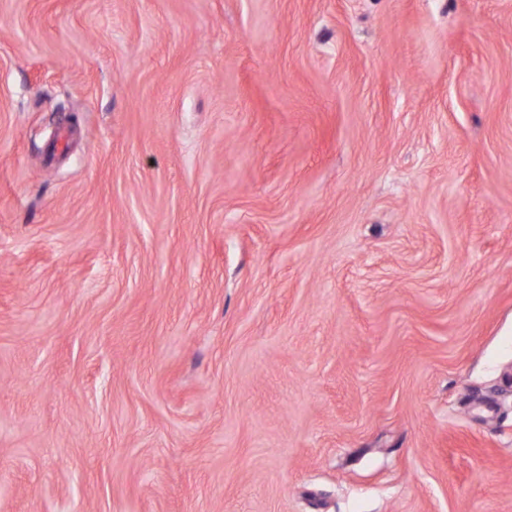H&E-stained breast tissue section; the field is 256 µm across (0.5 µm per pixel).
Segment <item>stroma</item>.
Listing matches in <instances>:
<instances>
[{"instance_id":"obj_1","label":"stroma","mask_w":512,"mask_h":512,"mask_svg":"<svg viewBox=\"0 0 512 512\" xmlns=\"http://www.w3.org/2000/svg\"><path fill=\"white\" fill-rule=\"evenodd\" d=\"M0 512H512V0H0Z\"/></svg>"}]
</instances>
